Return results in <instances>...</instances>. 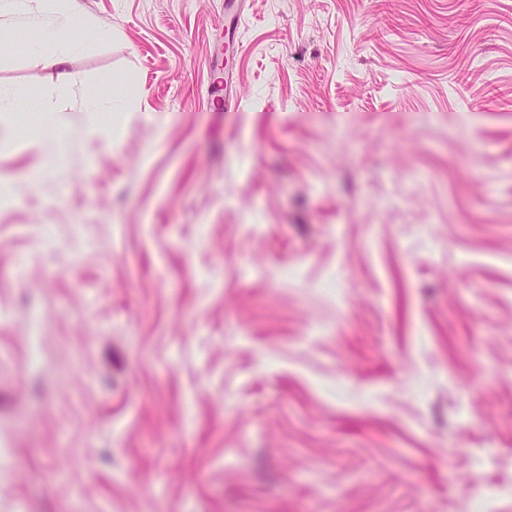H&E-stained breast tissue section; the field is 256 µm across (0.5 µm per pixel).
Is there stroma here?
Wrapping results in <instances>:
<instances>
[{"label": "stroma", "instance_id": "stroma-1", "mask_svg": "<svg viewBox=\"0 0 512 512\" xmlns=\"http://www.w3.org/2000/svg\"><path fill=\"white\" fill-rule=\"evenodd\" d=\"M77 2L0 23V512H512V0H242L227 112L224 0ZM71 0H1L0 18L28 20L38 37L36 49L50 46L56 57L75 49L76 17L71 11ZM75 109L79 112H86L92 124L112 117V112H126L124 100L120 95L113 96L112 101H95L86 96ZM39 112L42 115L41 132L48 142H52L61 133L64 124L59 119L60 108L52 96H44L40 100Z\"/></svg>", "mask_w": 512, "mask_h": 512}]
</instances>
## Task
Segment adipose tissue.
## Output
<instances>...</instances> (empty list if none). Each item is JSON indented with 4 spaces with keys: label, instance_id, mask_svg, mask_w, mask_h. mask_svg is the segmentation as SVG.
Masks as SVG:
<instances>
[{
    "label": "adipose tissue",
    "instance_id": "obj_1",
    "mask_svg": "<svg viewBox=\"0 0 512 512\" xmlns=\"http://www.w3.org/2000/svg\"><path fill=\"white\" fill-rule=\"evenodd\" d=\"M0 18L28 20L38 33V47H51L56 56L78 45L71 0H0Z\"/></svg>",
    "mask_w": 512,
    "mask_h": 512
}]
</instances>
